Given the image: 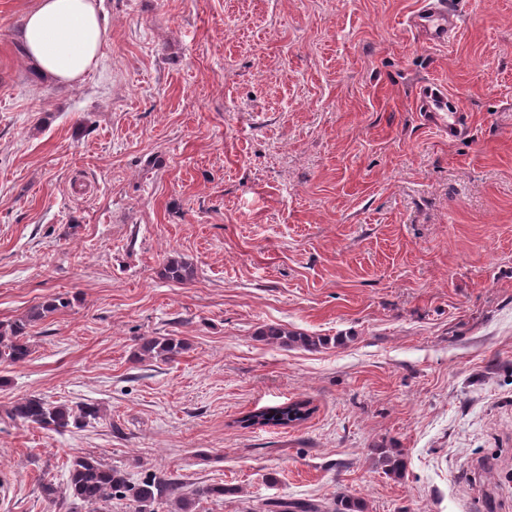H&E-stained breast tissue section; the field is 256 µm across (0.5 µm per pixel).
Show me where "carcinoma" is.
<instances>
[{
    "mask_svg": "<svg viewBox=\"0 0 512 512\" xmlns=\"http://www.w3.org/2000/svg\"><path fill=\"white\" fill-rule=\"evenodd\" d=\"M195 274V268L185 258L174 255L165 262L161 275L168 281L185 283ZM72 305V300L62 295H52L33 306L25 316L8 323H0V365L18 366L31 355L29 327L47 316ZM258 338L270 344L298 347L317 351L341 342V338L310 336L296 330L267 326L258 332ZM188 349L184 339L177 336H143L139 339L134 356L139 360L155 359L172 361ZM311 409L306 400L268 407L247 414L239 423L245 428L254 426L288 427L309 418ZM101 416V408L95 403L71 406L49 402L41 397L29 396L18 401L8 418L16 423L33 426L48 432L64 433L72 428L80 429ZM377 462L385 474L393 478L405 475L406 459L400 448H376ZM69 495L79 501L88 512H112V499L129 496L135 504V512H155L161 501H166L171 512H196L200 503L224 496L222 485H201L189 492L177 482L160 478H146L138 483L129 481L126 472L108 466L90 454H77L68 461ZM265 512H322L313 503L277 499L264 504ZM333 512H364L358 498L340 495L332 505Z\"/></svg>",
    "mask_w": 512,
    "mask_h": 512,
    "instance_id": "obj_1",
    "label": "carcinoma"
}]
</instances>
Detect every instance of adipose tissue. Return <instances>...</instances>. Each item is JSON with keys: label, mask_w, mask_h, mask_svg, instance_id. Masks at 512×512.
<instances>
[{"label": "adipose tissue", "mask_w": 512, "mask_h": 512, "mask_svg": "<svg viewBox=\"0 0 512 512\" xmlns=\"http://www.w3.org/2000/svg\"><path fill=\"white\" fill-rule=\"evenodd\" d=\"M102 0H36L23 17L20 38L34 73L71 83L96 68L107 29Z\"/></svg>", "instance_id": "adipose-tissue-1"}]
</instances>
